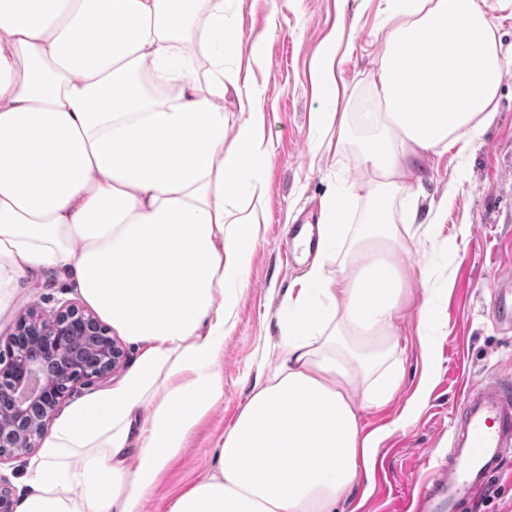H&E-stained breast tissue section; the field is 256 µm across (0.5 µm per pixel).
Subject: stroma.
<instances>
[{
  "label": "stroma",
  "mask_w": 512,
  "mask_h": 512,
  "mask_svg": "<svg viewBox=\"0 0 512 512\" xmlns=\"http://www.w3.org/2000/svg\"><path fill=\"white\" fill-rule=\"evenodd\" d=\"M381 0H227L226 16L239 36L238 54L227 72L239 83H255L264 94L263 112L272 161L264 177L263 222L247 284L238 299L233 327L224 338V399L194 429L188 448L167 466L142 512H162L167 497L207 472L213 448L240 412L264 356L279 342L289 289L300 288L309 259L284 261L290 224L321 209L332 186L352 180L355 151L331 153L320 146L310 114L321 103L312 65L338 29L353 34L351 48L336 47L340 78L364 87L382 48ZM270 32L266 61L251 58L253 38ZM428 198L445 209L438 241L456 238L457 253L438 255L418 247L417 267L437 268L432 332L439 369L426 404L411 423L379 446L370 489L355 487L339 512H405L410 494L448 456V426L464 393L488 375L512 378V330L498 325L490 311L491 288L512 266V74L503 83L500 112L468 159L455 150L430 156L422 173ZM77 294L60 274L47 270L21 282L13 308L0 316V336L34 306L49 311ZM416 308H409L400 340L405 345L406 378L392 402L361 413L366 431L391 424L404 410L421 377L424 359L415 336Z\"/></svg>",
  "instance_id": "1"
}]
</instances>
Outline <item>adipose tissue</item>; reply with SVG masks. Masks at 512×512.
I'll return each instance as SVG.
<instances>
[{
  "instance_id": "adipose-tissue-1",
  "label": "adipose tissue",
  "mask_w": 512,
  "mask_h": 512,
  "mask_svg": "<svg viewBox=\"0 0 512 512\" xmlns=\"http://www.w3.org/2000/svg\"><path fill=\"white\" fill-rule=\"evenodd\" d=\"M383 2L365 91L340 87L335 51L313 63L344 106L310 122L328 150L356 151L360 176L326 197L275 367L165 512H336L384 435L360 408L388 405L405 379L412 299L433 357V291L414 295L403 256L434 242L442 211L409 177L432 154L467 158L496 118L512 0ZM237 54L224 0H0V315L23 279L53 269L139 350L27 459L18 512H141L224 398L271 160L259 86L239 95L251 120L232 135L224 123Z\"/></svg>"
}]
</instances>
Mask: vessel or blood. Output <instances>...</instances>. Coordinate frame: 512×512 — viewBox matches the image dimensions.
I'll use <instances>...</instances> for the list:
<instances>
[{
    "label": "vessel or blood",
    "instance_id": "vessel-or-blood-1",
    "mask_svg": "<svg viewBox=\"0 0 512 512\" xmlns=\"http://www.w3.org/2000/svg\"><path fill=\"white\" fill-rule=\"evenodd\" d=\"M493 312L512 324V272L494 287ZM512 456V381L490 376L471 387L450 422L448 459L419 487L413 512H469Z\"/></svg>",
    "mask_w": 512,
    "mask_h": 512
}]
</instances>
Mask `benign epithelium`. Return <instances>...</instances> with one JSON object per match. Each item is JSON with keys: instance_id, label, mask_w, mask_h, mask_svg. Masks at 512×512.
I'll use <instances>...</instances> for the list:
<instances>
[{"instance_id": "1", "label": "benign epithelium", "mask_w": 512, "mask_h": 512, "mask_svg": "<svg viewBox=\"0 0 512 512\" xmlns=\"http://www.w3.org/2000/svg\"><path fill=\"white\" fill-rule=\"evenodd\" d=\"M103 324L89 310L63 301L49 312L30 309L13 332L0 336V413L13 425L0 429V463L38 447L70 389L112 375L125 350L116 339L93 340Z\"/></svg>"}]
</instances>
